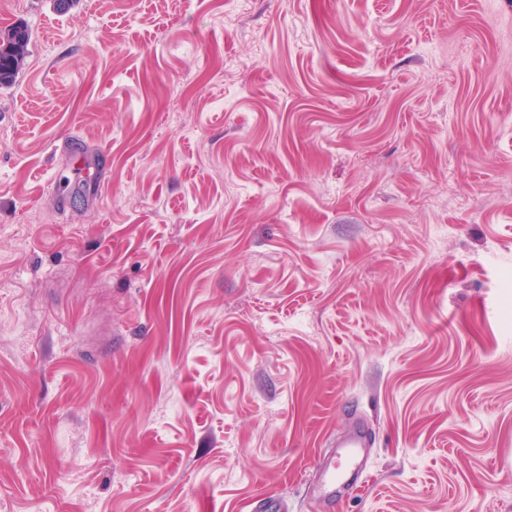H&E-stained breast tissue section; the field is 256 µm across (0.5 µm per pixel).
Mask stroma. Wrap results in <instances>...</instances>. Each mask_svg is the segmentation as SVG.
Instances as JSON below:
<instances>
[{"instance_id":"35a3bbf8","label":"stroma","mask_w":512,"mask_h":512,"mask_svg":"<svg viewBox=\"0 0 512 512\" xmlns=\"http://www.w3.org/2000/svg\"><path fill=\"white\" fill-rule=\"evenodd\" d=\"M0 512H512V0H0ZM30 34L21 26L1 30L0 34V88L14 84L28 54ZM369 443L370 435L366 427L356 424L346 436L336 442L334 451L319 460L312 477L327 504L336 502L340 497L349 474L358 472L357 476L360 475Z\"/></svg>"}]
</instances>
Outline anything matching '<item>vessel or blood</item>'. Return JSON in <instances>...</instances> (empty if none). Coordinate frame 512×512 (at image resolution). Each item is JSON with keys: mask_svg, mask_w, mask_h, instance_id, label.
Returning <instances> with one entry per match:
<instances>
[{"mask_svg": "<svg viewBox=\"0 0 512 512\" xmlns=\"http://www.w3.org/2000/svg\"><path fill=\"white\" fill-rule=\"evenodd\" d=\"M369 443L368 430L358 424L337 441L334 451L320 459L313 480L326 503H334L340 497L349 474L361 471Z\"/></svg>", "mask_w": 512, "mask_h": 512, "instance_id": "1", "label": "vessel or blood"}]
</instances>
